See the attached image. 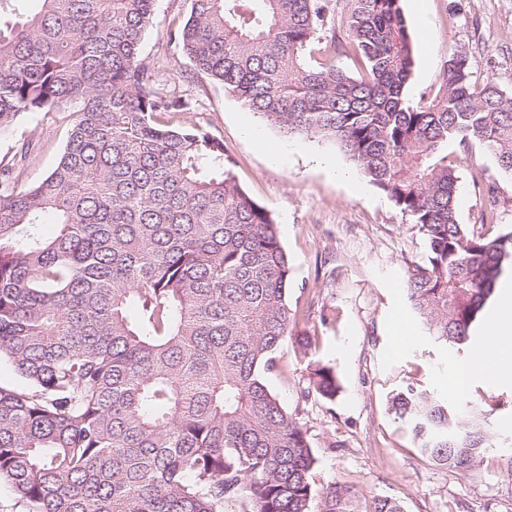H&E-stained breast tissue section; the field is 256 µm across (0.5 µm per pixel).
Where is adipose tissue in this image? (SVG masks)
Segmentation results:
<instances>
[{
	"label": "adipose tissue",
	"mask_w": 512,
	"mask_h": 512,
	"mask_svg": "<svg viewBox=\"0 0 512 512\" xmlns=\"http://www.w3.org/2000/svg\"><path fill=\"white\" fill-rule=\"evenodd\" d=\"M512 292L505 293L495 315L485 327L484 337L475 351L481 357L478 365H454L448 369L446 392L449 398L461 396L474 378L480 377L492 384L512 382Z\"/></svg>",
	"instance_id": "ef3b65f1"
}]
</instances>
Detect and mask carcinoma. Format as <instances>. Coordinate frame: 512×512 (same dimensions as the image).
I'll use <instances>...</instances> for the list:
<instances>
[{
    "label": "carcinoma",
    "mask_w": 512,
    "mask_h": 512,
    "mask_svg": "<svg viewBox=\"0 0 512 512\" xmlns=\"http://www.w3.org/2000/svg\"><path fill=\"white\" fill-rule=\"evenodd\" d=\"M40 2L0 23V130L67 104L77 117L40 182L0 178V355L27 383L0 385V478L27 512H404L346 484L316 492L307 430L267 383L298 317L291 261L224 143L158 121L194 103L157 92L141 57L156 0ZM401 2L350 0L338 40L323 0H192L169 36L283 135L335 142L416 224L427 253L408 300L458 348L512 261V231L459 222L448 144L479 143L512 175V94L453 55L438 92L410 102ZM46 213L57 233L43 239ZM309 384L327 400L339 389L325 365ZM390 411L456 473L492 447L477 410L465 422L429 390L406 387Z\"/></svg>",
    "instance_id": "carcinoma-1"
}]
</instances>
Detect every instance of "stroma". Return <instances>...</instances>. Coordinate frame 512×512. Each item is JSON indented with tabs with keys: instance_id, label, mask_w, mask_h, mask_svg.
<instances>
[{
	"instance_id": "obj_1",
	"label": "stroma",
	"mask_w": 512,
	"mask_h": 512,
	"mask_svg": "<svg viewBox=\"0 0 512 512\" xmlns=\"http://www.w3.org/2000/svg\"><path fill=\"white\" fill-rule=\"evenodd\" d=\"M416 66L406 96L434 95L450 56H466L476 83L512 94V0H402ZM191 0H156L140 45L156 88L189 91L196 110L169 115L171 125H196L220 139L239 185L272 211L293 266L290 306L300 312L285 342L270 388L308 430L318 457L316 489L353 486L364 498L392 496L404 512H512V384L472 380L463 397L495 396L484 426L493 442L480 463L458 474L429 462L407 427L389 411L395 392L413 383L439 389L465 351L448 349L419 329L404 295L426 245L417 227L373 186L333 142L290 138L250 112L222 85L195 69L169 32L184 23ZM430 37H423V29ZM76 115L62 106L22 114L0 132V170L22 184L43 179L60 158ZM448 160L459 176L460 223L491 233L512 230V176L493 154L452 144ZM413 328L406 336L405 328ZM316 336L311 350L296 341ZM335 371L340 390L326 400L308 390L315 364Z\"/></svg>"
}]
</instances>
